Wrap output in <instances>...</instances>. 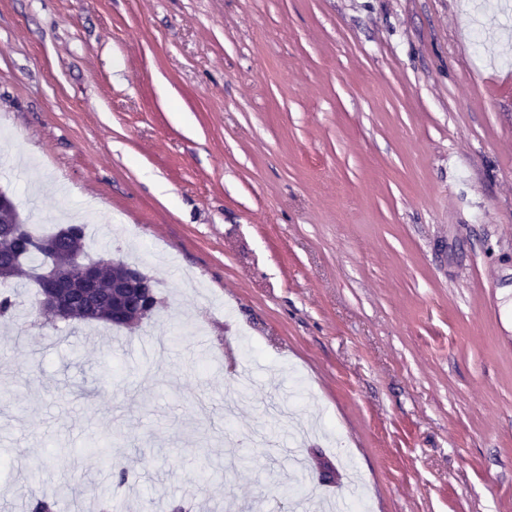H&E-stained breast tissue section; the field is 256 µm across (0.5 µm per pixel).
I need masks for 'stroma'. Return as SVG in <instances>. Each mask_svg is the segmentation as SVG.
I'll use <instances>...</instances> for the list:
<instances>
[{
  "mask_svg": "<svg viewBox=\"0 0 512 512\" xmlns=\"http://www.w3.org/2000/svg\"><path fill=\"white\" fill-rule=\"evenodd\" d=\"M479 2L0 0V189L160 298L131 332L20 286L0 512L61 474L86 512H512V20Z\"/></svg>",
  "mask_w": 512,
  "mask_h": 512,
  "instance_id": "35a3bbf8",
  "label": "stroma"
}]
</instances>
